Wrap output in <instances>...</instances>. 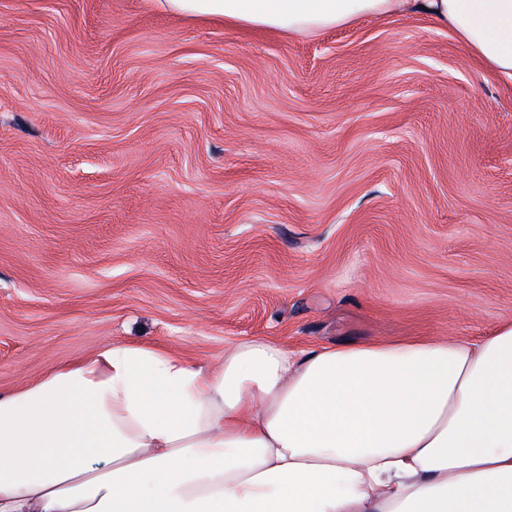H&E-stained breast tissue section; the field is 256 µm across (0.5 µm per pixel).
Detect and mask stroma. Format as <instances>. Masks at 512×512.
<instances>
[{"label": "stroma", "mask_w": 512, "mask_h": 512, "mask_svg": "<svg viewBox=\"0 0 512 512\" xmlns=\"http://www.w3.org/2000/svg\"><path fill=\"white\" fill-rule=\"evenodd\" d=\"M512 322V80L410 14L308 36L0 0V392Z\"/></svg>", "instance_id": "35a3bbf8"}]
</instances>
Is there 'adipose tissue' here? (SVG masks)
<instances>
[{"instance_id": "obj_1", "label": "adipose tissue", "mask_w": 512, "mask_h": 512, "mask_svg": "<svg viewBox=\"0 0 512 512\" xmlns=\"http://www.w3.org/2000/svg\"><path fill=\"white\" fill-rule=\"evenodd\" d=\"M316 34L397 11L512 78V0H158ZM0 512H512V322L438 338L111 343L0 393Z\"/></svg>"}]
</instances>
